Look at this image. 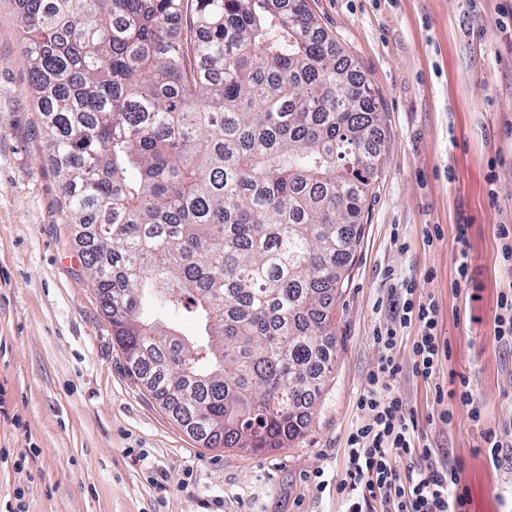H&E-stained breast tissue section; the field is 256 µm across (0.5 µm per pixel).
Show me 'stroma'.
<instances>
[{
	"label": "stroma",
	"mask_w": 512,
	"mask_h": 512,
	"mask_svg": "<svg viewBox=\"0 0 512 512\" xmlns=\"http://www.w3.org/2000/svg\"><path fill=\"white\" fill-rule=\"evenodd\" d=\"M381 104L383 173L333 309L336 358L305 432L257 454L206 448L147 395L112 339L64 223L60 187L28 92L14 0H0V512H343L357 400L406 283L437 306V374L412 372L404 331L391 386L415 443L457 467L466 512H512V339L497 334L512 281V0H312ZM465 235V246L456 238ZM466 259L472 280L457 286ZM470 379L481 410L436 389ZM504 444L492 456L484 436Z\"/></svg>",
	"instance_id": "1"
}]
</instances>
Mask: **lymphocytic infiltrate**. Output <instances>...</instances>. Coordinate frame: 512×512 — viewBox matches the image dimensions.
<instances>
[{"instance_id":"obj_1","label":"lymphocytic infiltrate","mask_w":512,"mask_h":512,"mask_svg":"<svg viewBox=\"0 0 512 512\" xmlns=\"http://www.w3.org/2000/svg\"><path fill=\"white\" fill-rule=\"evenodd\" d=\"M436 315L433 303L405 299L397 320L376 336L385 352L357 401L360 420L347 439L346 476L338 487L345 512H363L372 500L384 504L385 512H465L457 468L433 460L431 449L416 447L407 405L389 386L400 371L395 350L413 324L420 334L412 344V371L426 380L435 376L443 350ZM402 455L419 457L417 472L401 474L396 459Z\"/></svg>"}]
</instances>
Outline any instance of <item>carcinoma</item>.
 <instances>
[{
  "label": "carcinoma",
  "instance_id": "1",
  "mask_svg": "<svg viewBox=\"0 0 512 512\" xmlns=\"http://www.w3.org/2000/svg\"><path fill=\"white\" fill-rule=\"evenodd\" d=\"M15 2L61 208L131 372L208 448L287 447L332 371L379 177L372 87L310 0Z\"/></svg>",
  "mask_w": 512,
  "mask_h": 512
}]
</instances>
